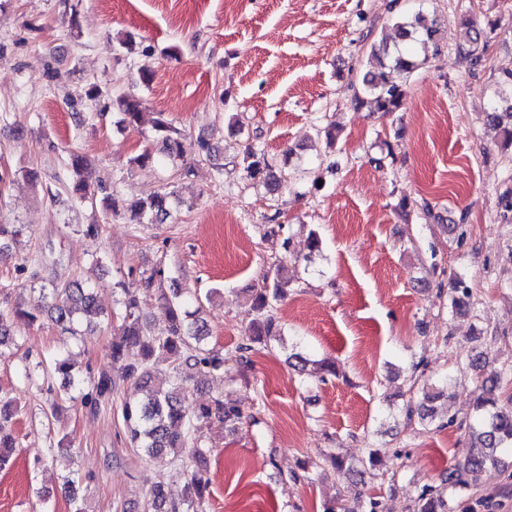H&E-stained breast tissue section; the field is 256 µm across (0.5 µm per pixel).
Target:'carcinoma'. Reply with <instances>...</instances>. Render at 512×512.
Masks as SVG:
<instances>
[{
	"mask_svg": "<svg viewBox=\"0 0 512 512\" xmlns=\"http://www.w3.org/2000/svg\"><path fill=\"white\" fill-rule=\"evenodd\" d=\"M401 0H390L389 10L395 15L398 39L414 41L422 47L437 41L440 30L422 24L419 15H407L401 10ZM481 31L472 21L461 24L458 46L468 53L475 63H480L484 50L480 49ZM426 63L413 46L390 49L384 44H371L368 53L370 71L363 77L362 89L353 96L354 106L370 105L375 112H396L407 96V81L411 74ZM402 79L393 77V73ZM84 98L100 106V111L114 110L119 113L118 124L125 128H139L145 123L155 135L161 137L163 151L169 160L184 159L186 149L183 133L164 112H154L145 119L146 112L141 99L134 93H120L113 97L102 89L90 84L84 89ZM488 122L502 128L503 145L512 146V106L503 111L498 107L486 113ZM130 163L141 168H153L159 164L151 148L146 147L130 158ZM246 178L261 184L272 193L279 184L275 165L268 159L264 149L253 142L244 145L237 161ZM67 170L79 176L71 189L73 203H91L97 194L106 191L103 184H93L82 177L87 169V160L82 154L72 151L68 155ZM176 198L175 185L164 186L145 199L125 200L105 197L113 213L125 211L130 218L142 222L148 219L162 223L171 216L173 200ZM23 231L21 224H0V252L15 242ZM291 282L288 265H275L272 275L264 278L262 285L255 289L250 318L243 343L238 350L253 353L271 342L282 341L281 327L272 311L276 304L287 295ZM122 299L118 300L119 311L112 313L120 324L117 336L112 338V360L124 363L128 376L147 387L159 368L168 370L166 385L151 390L145 402L127 401L122 407V417L127 438L133 447L148 456L169 455L180 461L186 457L194 465H187L180 471L185 482V496L179 502H172L167 512H204L208 480L202 475L208 449L193 445L194 422H210L214 419L226 427H232L242 418V411L222 399H215L199 406L193 414H187L181 406L180 390L183 385L197 376L221 377L224 375V353L219 349L206 347L208 336L206 325L195 319L196 312L185 309L183 292L176 288L172 295L164 297L168 310L167 325L159 334H154L139 316L140 292L119 284ZM39 296L31 311L24 318L34 324L43 314L60 327L62 331L75 336L80 314L98 313L100 308L94 289L74 282L62 288L44 286L38 288ZM451 308L455 312L471 309V288L463 274H458L450 284ZM46 380L57 377L61 388L72 401H78L92 409L99 407L112 397V375L102 373L96 378L86 377L74 370L69 358L58 353L50 354L38 363ZM512 382V371L493 370L482 378L477 386L473 410L478 414L477 426L471 428L476 451L469 458L451 469L438 487L426 486L418 494L414 512H448V491H464L475 487L488 466H495L504 454L512 453V407L498 405L502 386ZM12 418L8 405L0 407V469L6 467L15 448V438L7 424Z\"/></svg>",
	"mask_w": 512,
	"mask_h": 512,
	"instance_id": "carcinoma-1",
	"label": "carcinoma"
}]
</instances>
